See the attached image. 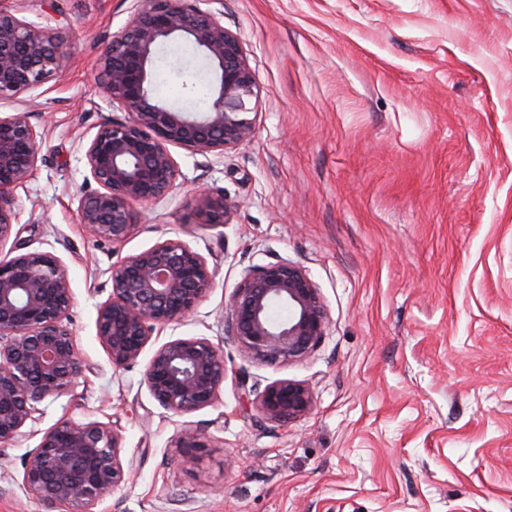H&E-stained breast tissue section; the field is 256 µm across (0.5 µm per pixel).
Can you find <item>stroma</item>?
<instances>
[{
	"label": "stroma",
	"mask_w": 512,
	"mask_h": 512,
	"mask_svg": "<svg viewBox=\"0 0 512 512\" xmlns=\"http://www.w3.org/2000/svg\"><path fill=\"white\" fill-rule=\"evenodd\" d=\"M221 9L259 98L250 141L224 155L172 154L180 175L136 206L125 241L90 236L78 200L97 190L84 160L120 118L94 80L133 0H24L21 14L67 34L61 78L25 93L43 136L16 191L4 245L65 262L70 323L84 370L41 406L107 424L125 481L92 512H512V0H185ZM159 99L197 107L181 85L206 61L159 46ZM199 193L237 205L230 223H193ZM166 238L200 253L213 288L182 323L156 327L222 345L218 399L164 409L144 360L116 369L96 335L113 267ZM302 267L328 317L317 349L287 363L243 355L224 337L244 271ZM307 385L311 409L272 422L253 387ZM211 448L182 456V429ZM30 437L0 447V512H42L21 485Z\"/></svg>",
	"instance_id": "1"
}]
</instances>
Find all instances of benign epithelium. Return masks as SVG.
Masks as SVG:
<instances>
[{
	"label": "benign epithelium",
	"mask_w": 512,
	"mask_h": 512,
	"mask_svg": "<svg viewBox=\"0 0 512 512\" xmlns=\"http://www.w3.org/2000/svg\"><path fill=\"white\" fill-rule=\"evenodd\" d=\"M192 44L213 70L211 102L203 112L177 109L152 92L156 48L171 41ZM66 66L64 39L37 27L17 9L0 5V100L18 107L0 116V241L17 215L15 191L36 166L41 133L20 98ZM97 81L125 112L103 124L85 148L86 167L100 186L78 202L80 221L94 236L121 242L136 227L134 204L165 197L180 175L171 148L192 154H224L249 140L258 97L246 55L220 13L189 8L183 0H136L129 24L99 57ZM236 204L201 193L190 203L195 221L228 223ZM110 298L97 308L96 335L112 367L137 361L154 326L178 324L213 288L203 256L167 238L126 257L111 275ZM73 303L67 266L49 251L0 257V446L40 436L28 456L22 484L44 507L87 512L85 507L125 481L120 442L101 422L61 419L43 432L29 428L38 405L69 392L83 364L69 326ZM327 317L317 288L287 261L255 268L242 278L225 308L224 335L248 357L290 361L325 336ZM224 354L204 338L178 337L157 347L144 381L167 410L184 415L213 404L224 388ZM259 409L285 422L312 406L310 388L291 380L267 385ZM174 447L197 454L208 435L182 430Z\"/></svg>",
	"instance_id": "obj_1"
}]
</instances>
